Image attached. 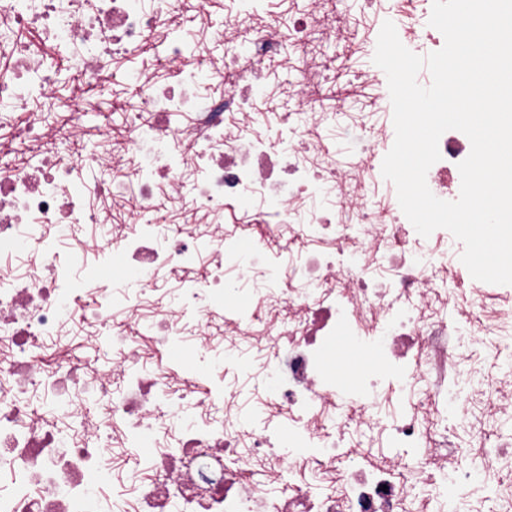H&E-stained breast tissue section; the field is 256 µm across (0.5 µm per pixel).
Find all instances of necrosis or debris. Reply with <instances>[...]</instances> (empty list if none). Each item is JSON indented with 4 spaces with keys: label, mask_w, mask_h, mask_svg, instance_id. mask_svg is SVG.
<instances>
[{
    "label": "necrosis or debris",
    "mask_w": 512,
    "mask_h": 512,
    "mask_svg": "<svg viewBox=\"0 0 512 512\" xmlns=\"http://www.w3.org/2000/svg\"><path fill=\"white\" fill-rule=\"evenodd\" d=\"M219 2L0 0V152L35 156L0 165V512H429L411 487L448 481L490 489L497 512H512V440L502 437L512 424V285L475 280L461 242L444 229L422 237L403 214L381 173L395 135L387 77L354 58L375 52L388 19L406 48L440 50L432 0H399L396 15L376 12L366 27L340 0H309L284 27L232 0L224 55L211 58L181 37L180 20L192 11L207 23ZM335 41L344 54L325 52ZM63 65L98 102L116 66L135 87L112 154L66 164L47 148L37 105L61 113L72 137L87 131L82 100L53 78ZM280 66L295 81H272ZM211 77L218 95H193ZM340 84L383 114L372 124L351 113L359 147L345 155L321 134ZM260 98L297 101L312 121L255 111ZM439 151L427 184L453 201L471 144L450 130ZM127 164L143 214L158 209L161 183L200 171L195 208L208 222L174 225L160 247L147 221L113 225L107 242L85 236L100 222L92 199L115 187L81 168ZM326 185L333 208L295 223ZM16 255L28 258L24 272ZM110 268L138 291L114 292ZM168 268L183 273L172 309L152 297ZM255 272L260 293L242 286ZM118 309L135 335L118 330ZM71 320L91 328L77 344L62 334ZM187 332L203 354L189 375L165 358ZM340 336L378 360L348 395L325 367ZM242 340L271 353L262 369L278 417L259 429L209 416L227 401ZM91 345L95 367L84 359ZM177 407L190 424L162 431ZM367 430L386 454L356 456ZM288 443L302 449L285 462ZM108 448L144 451L130 497L104 494L115 482L102 465Z\"/></svg>",
    "instance_id": "necrosis-or-debris-1"
}]
</instances>
